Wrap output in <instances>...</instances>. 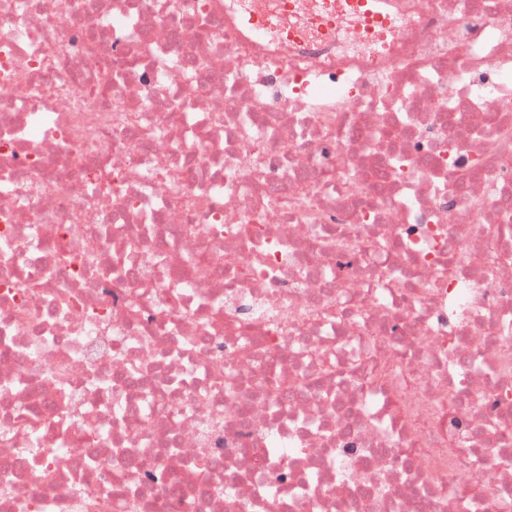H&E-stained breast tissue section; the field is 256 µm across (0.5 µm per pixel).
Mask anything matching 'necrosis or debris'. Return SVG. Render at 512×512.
<instances>
[{"mask_svg": "<svg viewBox=\"0 0 512 512\" xmlns=\"http://www.w3.org/2000/svg\"><path fill=\"white\" fill-rule=\"evenodd\" d=\"M0 512H512V0H0Z\"/></svg>", "mask_w": 512, "mask_h": 512, "instance_id": "1", "label": "necrosis or debris"}]
</instances>
